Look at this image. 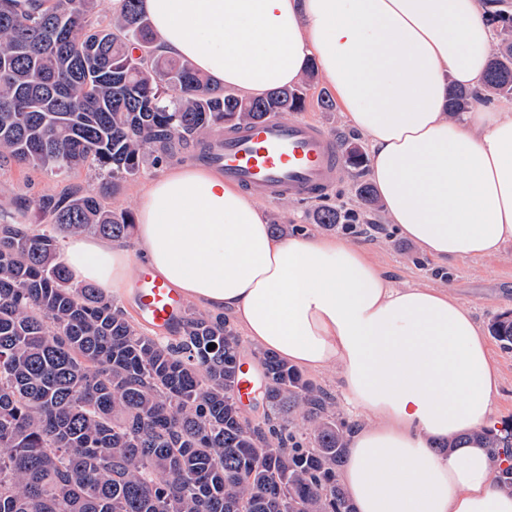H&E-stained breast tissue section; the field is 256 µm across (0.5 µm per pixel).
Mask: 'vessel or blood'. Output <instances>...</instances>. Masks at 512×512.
Segmentation results:
<instances>
[{"mask_svg": "<svg viewBox=\"0 0 512 512\" xmlns=\"http://www.w3.org/2000/svg\"><path fill=\"white\" fill-rule=\"evenodd\" d=\"M211 167L226 183L260 200L288 196L316 198L331 190L344 166L338 140L320 124L299 120L262 119L228 129L215 144ZM137 318L164 331L183 316L181 295L163 278L143 273L134 288Z\"/></svg>", "mask_w": 512, "mask_h": 512, "instance_id": "vessel-or-blood-1", "label": "vessel or blood"}]
</instances>
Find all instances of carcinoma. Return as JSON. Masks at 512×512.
Masks as SVG:
<instances>
[{"instance_id": "cac0c4a2", "label": "carcinoma", "mask_w": 512, "mask_h": 512, "mask_svg": "<svg viewBox=\"0 0 512 512\" xmlns=\"http://www.w3.org/2000/svg\"><path fill=\"white\" fill-rule=\"evenodd\" d=\"M139 2L104 23L96 0H0V167L101 172L96 187L43 194L0 223V512H355L339 479L351 426L329 392L264 352V410L250 419L224 315L186 313L159 336L70 282L63 238H130L132 215L111 197L147 160L197 148L205 161L206 136L306 106L303 85L243 98L161 54ZM490 22L500 44L483 91L451 90L452 115L512 96V13ZM366 162L345 142L347 167ZM316 219L356 215L323 207ZM491 333L512 349V311ZM482 439L512 492V423Z\"/></svg>"}]
</instances>
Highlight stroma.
Listing matches in <instances>:
<instances>
[{"instance_id": "35a3bbf8", "label": "stroma", "mask_w": 512, "mask_h": 512, "mask_svg": "<svg viewBox=\"0 0 512 512\" xmlns=\"http://www.w3.org/2000/svg\"><path fill=\"white\" fill-rule=\"evenodd\" d=\"M322 80H314L307 91L306 107L299 114L285 113V120L299 118L320 122L337 138L352 137L340 111L326 112L317 104V96L326 91ZM367 170H342L337 187L325 196L297 201L281 198L262 202L268 223L285 224L297 235L325 234L364 243L371 258L395 284L448 287L460 300L468 304L483 327H490L500 313L512 309V243L493 255L476 261L438 260L423 253L413 242L400 236L386 224L380 209L367 207L358 195L360 184L368 182ZM97 182L95 173L80 169L68 181L46 176L30 168L8 166L0 169V217L12 213L19 201L34 200L45 193H57L71 185L84 190ZM336 206L357 213L358 224L344 225L316 223L318 207ZM492 355L501 373L502 383L495 399L492 424L512 421V350L504 349L498 341L489 343Z\"/></svg>"}]
</instances>
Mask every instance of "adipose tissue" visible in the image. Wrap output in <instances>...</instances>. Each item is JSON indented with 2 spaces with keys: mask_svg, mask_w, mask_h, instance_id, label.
<instances>
[{
  "mask_svg": "<svg viewBox=\"0 0 512 512\" xmlns=\"http://www.w3.org/2000/svg\"><path fill=\"white\" fill-rule=\"evenodd\" d=\"M156 43L225 89L258 96L316 63L370 144L382 215L438 259L512 242V101L450 116L480 89L495 39L482 0H141ZM136 250L83 233L75 282L127 291L149 267L190 303L230 313L257 348L335 368L371 420L341 482L357 512H512L476 441L501 385L480 324L448 289L398 287L365 246L277 238L259 205L201 167H166L139 199ZM466 435L464 447L438 442Z\"/></svg>",
  "mask_w": 512,
  "mask_h": 512,
  "instance_id": "1",
  "label": "adipose tissue"
}]
</instances>
